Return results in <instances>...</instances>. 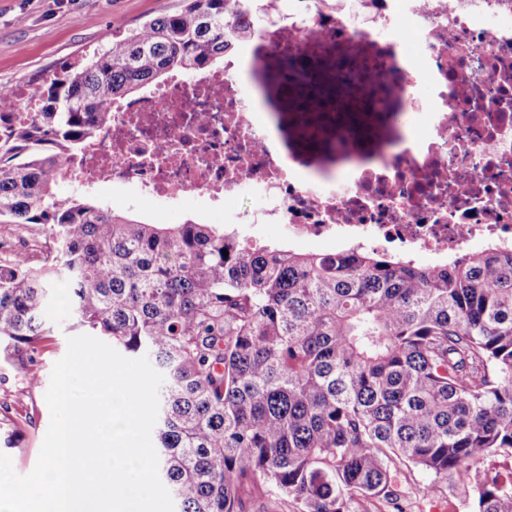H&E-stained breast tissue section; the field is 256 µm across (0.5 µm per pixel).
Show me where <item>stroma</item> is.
<instances>
[{"mask_svg":"<svg viewBox=\"0 0 512 512\" xmlns=\"http://www.w3.org/2000/svg\"><path fill=\"white\" fill-rule=\"evenodd\" d=\"M182 5V0H0V84L38 89L61 68L103 48L111 35L127 33ZM55 193L62 200L80 197L117 212L142 215L155 224L213 221L192 195L180 208L171 209L161 201L139 198L134 190L116 192L108 185L84 192L63 179ZM55 317L58 328L36 351L0 346V453L11 457L21 475L37 464L50 424L45 395L53 366L75 334L65 324V311H56ZM406 475L414 489V512H471L472 499L455 479L439 481L415 467ZM433 482L437 494H426L425 486Z\"/></svg>","mask_w":512,"mask_h":512,"instance_id":"stroma-1","label":"stroma"}]
</instances>
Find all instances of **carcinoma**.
<instances>
[{"label":"carcinoma","mask_w":512,"mask_h":512,"mask_svg":"<svg viewBox=\"0 0 512 512\" xmlns=\"http://www.w3.org/2000/svg\"><path fill=\"white\" fill-rule=\"evenodd\" d=\"M185 2L62 69L37 112L0 87V220L51 242L39 262L0 263V341L36 349L61 285L74 327L149 357L159 476L180 512H245L242 490L265 486L300 512L369 498L407 512V464L454 476L473 512H512V474L480 469L512 457V249L434 267L359 245L300 253L55 196L113 100L224 58L247 3Z\"/></svg>","instance_id":"carcinoma-1"}]
</instances>
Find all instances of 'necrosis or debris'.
Masks as SVG:
<instances>
[{
    "mask_svg": "<svg viewBox=\"0 0 512 512\" xmlns=\"http://www.w3.org/2000/svg\"><path fill=\"white\" fill-rule=\"evenodd\" d=\"M224 63L112 103L65 177L211 203L289 241L512 245V0H262Z\"/></svg>",
    "mask_w": 512,
    "mask_h": 512,
    "instance_id": "obj_1",
    "label": "necrosis or debris"
}]
</instances>
